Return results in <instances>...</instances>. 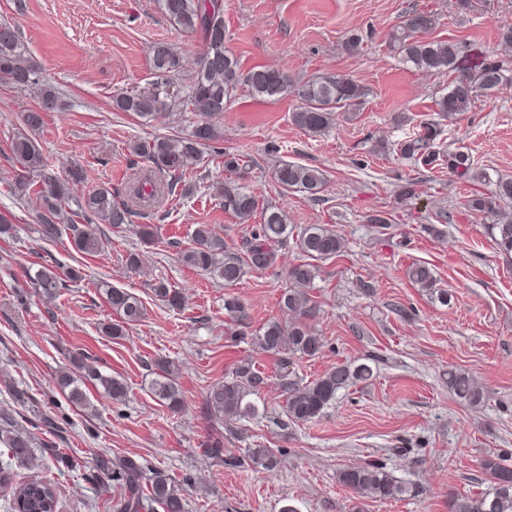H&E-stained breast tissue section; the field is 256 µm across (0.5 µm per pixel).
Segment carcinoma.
Instances as JSON below:
<instances>
[{
	"mask_svg": "<svg viewBox=\"0 0 512 512\" xmlns=\"http://www.w3.org/2000/svg\"><path fill=\"white\" fill-rule=\"evenodd\" d=\"M164 15L182 30L199 36L204 49L195 72L186 82L177 84L182 72V57L178 50L166 43L151 47V69L154 81L140 93L118 94L113 97V108L133 113L144 119H153L175 109L193 113L196 121L183 136H158L144 143H136L132 150L152 164L149 171L131 187L134 203L146 206L163 192H173L185 178L190 165L198 162L202 151L221 152L217 143L221 134L217 122L235 98L239 87L248 88L252 95L278 99L294 93L300 105L291 113L293 124L311 134H322L334 125L340 112H349L361 104L365 91L347 75L327 74L303 84L294 83L288 73L272 68L257 67L244 73L237 59L224 47V0H160ZM435 15L413 10L394 26L388 35L389 46L401 61L429 74L451 76L448 92L436 100L438 112L453 118L470 111L478 95L495 94L507 80L506 61L495 54L486 57L472 71L460 69L462 45L456 41L431 40L429 32L435 27ZM0 83L25 90L39 87V110L27 112L23 117L24 130L11 141V151L19 164L13 177L14 194L21 200L36 198L35 221L43 240L55 242L69 232V242L77 251L95 254L110 245V237L100 228L107 224L119 229L132 223L134 209L114 200L112 190L97 188L73 199V186L84 180L81 168H75L69 178L62 179L47 163L35 138L43 124V113L57 110L61 105L59 92L41 82V68L32 57L18 29L7 21L0 22ZM441 130L436 123H426L420 133L400 144V154L426 168L447 166L448 173L461 183H484L493 186L490 193H471L467 207L474 212L493 215L496 222L489 226L495 245L512 253V212L505 206L512 204V176L491 177L474 165L469 153L460 150H440L437 139ZM171 178L167 184L158 183L152 172ZM274 178L281 190L300 191L317 199L323 192L326 176L322 170L303 164L283 161L277 165ZM225 211L247 223L260 215V223L251 233L244 255L227 249L224 238L218 236L211 225H197L193 244L180 253V261L202 273L224 282V287L236 286L245 270L268 269L275 259V246L288 239V224L284 213L272 205L259 206L256 196L234 181L217 188ZM75 202L76 209L66 212V205ZM297 246L308 261L295 264L288 270L293 287L285 291L281 307L291 315L292 321L283 324L270 321L260 329L258 343L267 352L276 355H318L323 348L321 337L312 331L305 319L313 310L310 285L317 276V261L339 256L341 238L321 224H310L298 235ZM411 283L448 303V292L437 287L432 270L424 264H413L407 269ZM83 274L76 268L64 270L45 263L32 277L33 288L46 299H53L66 282L76 283ZM157 299L172 309L183 305L182 292L164 282L155 285ZM102 295L116 315V319L103 324L105 336L120 338L140 322L145 314L142 301L133 293L109 284L102 285ZM224 310L232 319H247V307L240 297L224 298ZM71 368L60 373L56 384L67 392V399L76 407L87 408L90 400L82 384L90 382L109 395L115 403L127 396V384L119 376L105 374L86 364L84 354L70 358ZM157 376L150 391L168 408L180 407L182 396L169 361L155 360ZM373 369L367 364L341 363L306 384L282 376L285 393L283 410L293 423H306L336 399L339 391L352 384L371 378ZM264 376L251 364L239 365L232 376L211 386L206 405L218 422L249 419L257 415L258 407L249 396L258 393ZM448 389L462 403L477 405L484 400V392L467 372L448 371ZM0 444L8 449L9 461H0V486L9 490L8 509L12 512H57L58 500L50 483L38 476L15 481L13 466H24L34 458V442L17 427L13 419L0 418ZM481 468L489 476V488L476 497L455 499L450 512H512V467L501 458L488 455ZM101 470L122 482L124 497L120 512H186V498L182 485L165 471L154 469L145 474L142 464L132 458L115 461L104 459ZM340 484L357 495L379 500H399L419 493L417 486L405 483L376 463H357L340 469Z\"/></svg>",
	"mask_w": 512,
	"mask_h": 512,
	"instance_id": "obj_1",
	"label": "carcinoma"
}]
</instances>
